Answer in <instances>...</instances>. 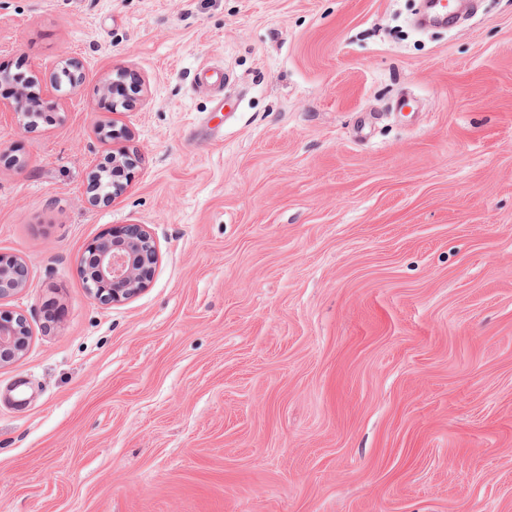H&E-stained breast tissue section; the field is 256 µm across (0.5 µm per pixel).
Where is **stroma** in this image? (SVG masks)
<instances>
[{
  "mask_svg": "<svg viewBox=\"0 0 512 512\" xmlns=\"http://www.w3.org/2000/svg\"><path fill=\"white\" fill-rule=\"evenodd\" d=\"M420 3L0 0L50 117L0 81V512H512V0ZM111 124L136 161L93 206ZM127 224L159 259L104 305L81 260ZM426 10L419 19L421 25L441 24L451 26L455 22V16L448 11L443 0H427ZM30 261L0 254V303L7 301L27 287ZM29 345V330L22 315L0 310V366L19 358Z\"/></svg>",
  "mask_w": 512,
  "mask_h": 512,
  "instance_id": "stroma-1",
  "label": "stroma"
}]
</instances>
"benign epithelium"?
I'll use <instances>...</instances> for the list:
<instances>
[{
  "instance_id": "obj_1",
  "label": "benign epithelium",
  "mask_w": 512,
  "mask_h": 512,
  "mask_svg": "<svg viewBox=\"0 0 512 512\" xmlns=\"http://www.w3.org/2000/svg\"><path fill=\"white\" fill-rule=\"evenodd\" d=\"M132 165L123 150L112 152V188L121 187L120 178ZM132 234L122 228L112 239H103L89 248L91 264L82 265L80 275L87 288L102 304L121 302L144 290L158 259L156 242L141 224L131 225ZM30 261L0 254V303L27 287ZM29 345V330L21 315L0 310V366L19 358Z\"/></svg>"
}]
</instances>
